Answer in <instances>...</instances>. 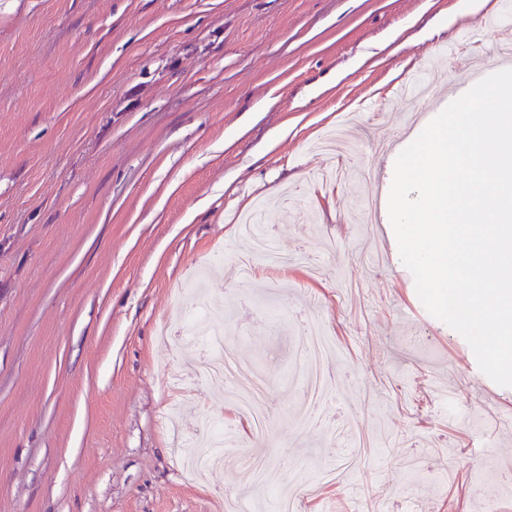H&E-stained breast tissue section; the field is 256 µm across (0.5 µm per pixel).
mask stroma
I'll use <instances>...</instances> for the list:
<instances>
[{"label": "stroma", "mask_w": 512, "mask_h": 512, "mask_svg": "<svg viewBox=\"0 0 512 512\" xmlns=\"http://www.w3.org/2000/svg\"><path fill=\"white\" fill-rule=\"evenodd\" d=\"M0 0V512H227L241 455L360 466L302 512H512V387L398 268L388 148L512 68V0ZM396 53L383 50L390 38ZM370 55L364 66L360 56ZM285 268L252 255L258 207ZM204 295L267 378L250 437L197 351L162 334ZM333 342L302 427L300 317ZM208 412L238 435L187 477Z\"/></svg>", "instance_id": "obj_1"}]
</instances>
